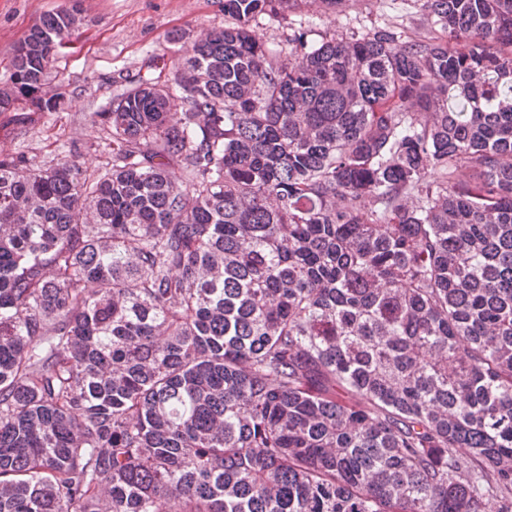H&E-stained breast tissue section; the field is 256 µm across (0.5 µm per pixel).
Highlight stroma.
<instances>
[{
	"label": "stroma",
	"mask_w": 512,
	"mask_h": 512,
	"mask_svg": "<svg viewBox=\"0 0 512 512\" xmlns=\"http://www.w3.org/2000/svg\"><path fill=\"white\" fill-rule=\"evenodd\" d=\"M59 9L77 10L82 19L78 37L58 55L49 75L51 87L62 95L61 105L0 140V150L25 154L41 165L69 154L97 168L103 138L91 115L125 90V75L146 73L154 58L177 61L201 33L225 24L224 0H0V88L9 84L15 46L40 17ZM384 24L399 25L409 34L425 26L419 0H355L336 14L312 4L285 15L260 16L250 27L272 46L285 44L296 28L317 43ZM175 32L182 33V41H171Z\"/></svg>",
	"instance_id": "35a3bbf8"
}]
</instances>
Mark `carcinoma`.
Returning <instances> with one entry per match:
<instances>
[{"mask_svg":"<svg viewBox=\"0 0 512 512\" xmlns=\"http://www.w3.org/2000/svg\"><path fill=\"white\" fill-rule=\"evenodd\" d=\"M307 2L224 0L94 170L0 153V512H512V0L252 36Z\"/></svg>","mask_w":512,"mask_h":512,"instance_id":"obj_1","label":"carcinoma"}]
</instances>
